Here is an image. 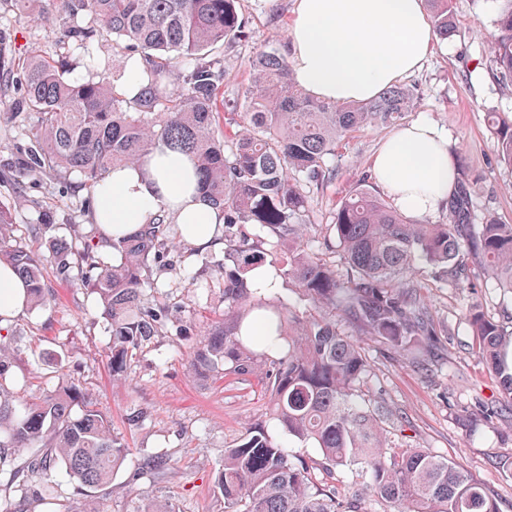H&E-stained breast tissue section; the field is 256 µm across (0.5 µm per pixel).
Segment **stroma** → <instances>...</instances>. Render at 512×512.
<instances>
[{
    "mask_svg": "<svg viewBox=\"0 0 512 512\" xmlns=\"http://www.w3.org/2000/svg\"><path fill=\"white\" fill-rule=\"evenodd\" d=\"M455 36L435 41L421 69L405 77L414 86L417 104L405 123L423 121L448 142L471 182L472 221L494 216L512 224V167L499 162L491 135V113L512 115V85L498 81L492 62L495 10L492 0H454ZM295 0H240L249 36L224 53L228 79L225 96H235L248 82L256 54L267 49L287 53L286 30ZM65 18L55 0H30L17 10L12 0H0V30L7 32L18 61L29 54L58 66L75 82L106 80L127 85L135 54L117 51L111 37L80 45L64 40ZM12 92L0 91V160L11 157L30 115H16ZM393 126L367 127L356 132L336 155V177L320 189H310V240L322 239L324 224L348 190L370 173L372 157ZM78 178L59 183L44 175L27 179L22 192L0 182V206L8 209L13 234L36 247L30 227L43 218L57 224V233L77 240L91 231V217L80 213L85 197ZM182 245L170 255L174 266L159 271L157 285L147 294L168 312L155 336L143 343L124 379L116 381L108 364L111 337L97 316L96 297L89 291L56 280L52 268L44 279L55 293L43 309L15 317L21 361L15 387L30 392L65 381L82 389L112 421V431L130 452L100 498L102 512H135L138 490L171 503L176 512H224L214 487L215 471L225 448L239 441L246 427L262 423L274 438L285 441L291 455L318 459L310 442L288 438L267 410L266 386L260 376L225 372L223 379L200 380L188 368V353L204 327L224 317L220 288L189 285L181 258ZM415 278L442 330L436 352L426 353L427 369L415 367L406 354L381 339L363 335L344 320L339 331L358 340L369 365L368 397L385 401L395 420L393 445L408 443L463 466L499 500L502 512H512V470L499 459L512 457V416L492 415L505 396L492 372L471 349L467 309L502 322L512 330V293L498 288L478 259L467 262L459 287H448L427 266H417ZM135 409L145 417L137 427L127 423ZM167 455L171 467L153 480L139 477L143 460Z\"/></svg>",
    "mask_w": 512,
    "mask_h": 512,
    "instance_id": "1",
    "label": "stroma"
}]
</instances>
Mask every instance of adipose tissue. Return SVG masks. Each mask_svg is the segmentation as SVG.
Returning a JSON list of instances; mask_svg holds the SVG:
<instances>
[{
	"label": "adipose tissue",
	"instance_id": "1",
	"mask_svg": "<svg viewBox=\"0 0 512 512\" xmlns=\"http://www.w3.org/2000/svg\"><path fill=\"white\" fill-rule=\"evenodd\" d=\"M434 37L424 0H296L288 27L293 78L315 98L367 101L417 71ZM372 173L396 208L423 216L452 192L456 160L429 125L411 123L385 137ZM104 243L166 213L179 237L202 249L222 247L221 217L195 191L193 165L158 147L144 160L110 169L94 190ZM26 285L0 265V325L22 314Z\"/></svg>",
	"mask_w": 512,
	"mask_h": 512
}]
</instances>
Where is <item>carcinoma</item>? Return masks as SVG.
Returning a JSON list of instances; mask_svg holds the SVG:
<instances>
[{"instance_id":"carcinoma-1","label":"carcinoma","mask_w":512,"mask_h":512,"mask_svg":"<svg viewBox=\"0 0 512 512\" xmlns=\"http://www.w3.org/2000/svg\"><path fill=\"white\" fill-rule=\"evenodd\" d=\"M69 17L87 15L94 25L74 24L67 38L85 43L110 35L121 48L143 56V86L137 97L104 80L81 84L64 78L36 57L16 65L10 40L0 34V83L17 86L11 105L36 114V125L15 154L0 164V176L22 188L35 173L57 181L80 177L92 188L112 168L146 158L167 146L192 158L197 189L224 216V261L201 262L192 282L211 271L220 279L224 319L201 332L189 360L191 373L206 379L234 371L261 373L270 393L269 414L288 437L311 441L320 459H289L285 446L255 423L224 449L214 479L224 512H362L371 498L382 512H501L500 503L457 463L421 448H389L385 411L362 397L368 365L360 345L336 323L306 319L290 308H272L288 350L268 351L267 338L240 333L244 315L267 303L249 287L247 273L270 262L281 267L303 300L339 311L369 336L401 349L412 363L436 345L439 329L414 281L417 263L441 279L465 270L466 257L481 256L500 287L512 290V224L489 217L471 224V192L464 169L446 201L448 222L422 224L368 188L372 176L349 191L329 224L330 237L315 250L304 243L302 217L309 197L302 185L321 186L336 177V152L354 132L391 125L411 111L415 96L397 84L367 102L318 101L295 83L288 60L263 51L241 93L218 98L224 87V57L214 49L246 37L238 0H56ZM435 38L456 32L452 0H425ZM495 4L491 46L496 76L512 84V0ZM178 73L177 89L170 75ZM497 155L512 167V118L491 117ZM55 225L35 224L32 234L46 251L12 239V222L0 208V264L27 283L29 307H45L54 292L45 283L50 263L62 282L79 281L99 299V314L112 337L110 368L120 379L134 351L166 318L145 289L153 270L167 266L170 223H155L112 243L116 263H106L93 239L77 247L52 235ZM341 251L343 270L330 255ZM473 350L502 380L500 412L512 415V332L475 309L467 314ZM17 357L0 339V512H23L26 503L71 506L59 500L53 479L64 468L83 507L100 512L97 499L123 465L129 448L81 389L63 383L30 398L8 386ZM166 455L144 459L140 474L166 471ZM352 475L353 495L312 477ZM141 512H175L140 492Z\"/></svg>"}]
</instances>
